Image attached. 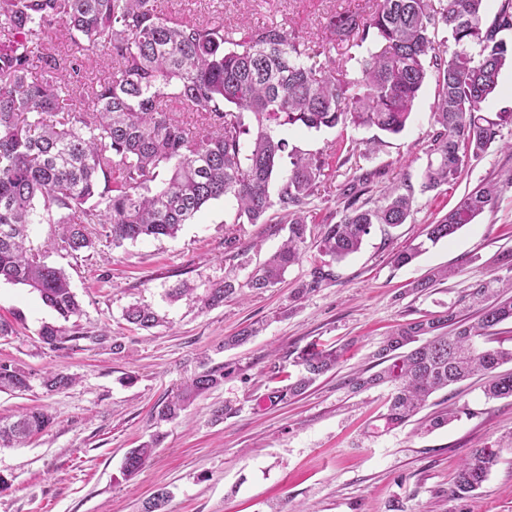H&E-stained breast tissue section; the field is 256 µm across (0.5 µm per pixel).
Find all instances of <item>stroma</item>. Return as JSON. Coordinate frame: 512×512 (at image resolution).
<instances>
[{
	"mask_svg": "<svg viewBox=\"0 0 512 512\" xmlns=\"http://www.w3.org/2000/svg\"><path fill=\"white\" fill-rule=\"evenodd\" d=\"M372 3L161 0V7L169 17L220 16L233 27L279 21L318 42L332 14L366 12ZM435 95V80H427L397 135L351 125L279 130L290 150L323 154L329 167L304 208L308 231L299 262L264 292L246 282L280 247L288 213L276 206L259 223L233 224L229 198L206 204L173 239L115 249L100 238L77 256L50 251L48 263L65 271L81 305L70 320L30 288L0 281V319L8 324L0 362L32 374L27 391H0V419L37 407L53 418L28 442L0 449V475L10 483L0 492V512H143L160 490L168 495L167 512H512V398L485 399L475 377L431 396L437 407L458 408L447 427L428 433L409 422L388 430L382 416L389 386L355 391L348 383L400 324L463 310L473 286L499 273L498 256L512 252L511 188L494 209L409 265L391 260L478 185L512 176V65H504L496 92L481 104L482 115L498 124L495 141L457 179L425 192ZM366 172L375 175L369 202L394 185L411 190L410 217L395 228L374 226L358 253L333 265L332 279L295 299L323 259L319 241L324 226L338 220L341 187ZM444 266L454 268L453 277L413 291L416 280ZM227 278L241 286L236 297L203 308L205 290ZM184 283L191 294L170 299ZM134 303L150 306L159 324H128L123 313ZM46 323L65 326L74 340L49 348L39 336ZM252 324L257 336L224 348L225 336ZM116 341L121 350H113ZM312 342L342 350L336 370L297 399L270 402L272 377L296 373L297 352ZM207 365L223 367V385L195 399L179 420L156 423L153 407ZM51 372L75 382L46 391L41 378ZM226 403L234 414L214 421L212 409ZM155 435L160 442L151 460L124 476L126 452ZM487 447L500 449L499 463L475 495H457L462 460Z\"/></svg>",
	"mask_w": 512,
	"mask_h": 512,
	"instance_id": "35a3bbf8",
	"label": "stroma"
}]
</instances>
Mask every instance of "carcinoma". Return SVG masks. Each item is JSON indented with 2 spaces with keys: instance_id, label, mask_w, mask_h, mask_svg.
I'll return each instance as SVG.
<instances>
[{
  "instance_id": "cac0c4a2",
  "label": "carcinoma",
  "mask_w": 512,
  "mask_h": 512,
  "mask_svg": "<svg viewBox=\"0 0 512 512\" xmlns=\"http://www.w3.org/2000/svg\"><path fill=\"white\" fill-rule=\"evenodd\" d=\"M69 32L76 51L60 62L50 46L55 25ZM457 50L440 54L439 31ZM512 30V0H500L493 18L486 0H375L367 14L347 12L328 22V44L313 45L283 23L253 27L237 36L222 21L205 24L160 13L158 0H0V280L36 291L64 320L80 313L68 277L26 246L30 226L53 224L50 246L76 253L94 247L107 227L112 247L152 237L174 238L204 205L231 198L232 223L256 224L274 205L269 185L280 174L279 205L291 210L288 236L248 281L263 291L299 261L307 239L303 205L325 175L318 155L290 154L280 170L288 141L274 128L319 130L338 125L374 126L402 132L428 71L435 70L436 131L428 146L422 190L433 191L457 178L470 157L497 136L480 114L501 69L512 59L503 33ZM353 39L374 50L355 64L323 68L315 58L327 45ZM100 48L112 72L96 84L86 81L85 53ZM174 100L199 121L175 119L165 110ZM255 120L251 127L245 115ZM251 136L242 151L243 136ZM373 174L352 178L342 192L335 224L325 225L320 251L329 261L317 266L304 294L333 276L332 263L358 252L372 226L397 227L411 215L412 193L398 187L369 208L361 201ZM505 183L487 182L466 194L441 220L427 226L435 244L471 224L495 206ZM507 275L477 285L470 299L479 306L469 323L458 314L413 319L393 331L375 353L381 368L350 379L354 389L389 384L385 424L411 421L436 392L475 375L486 378L487 399L512 397V349L492 347L500 325L512 321V252L498 258ZM455 274L436 268L415 288L423 291ZM236 293L226 279L206 289L204 305L218 306ZM124 319L141 329L158 323L146 305L134 304ZM39 335L54 347L69 341L65 329L45 324ZM340 353L311 343L300 350L295 379L274 387L268 398L284 402L302 395L336 368ZM32 374L0 362V390L26 391ZM74 377L55 372L43 378L49 391H62ZM224 383V368L199 373L154 410L160 422L180 418L196 398ZM458 411L445 407L422 423L429 431L447 426ZM51 417L32 409L0 422V447L44 431ZM156 442L131 449L123 473L133 475L150 460ZM501 449L477 448L460 464L455 492L482 488Z\"/></svg>"
}]
</instances>
